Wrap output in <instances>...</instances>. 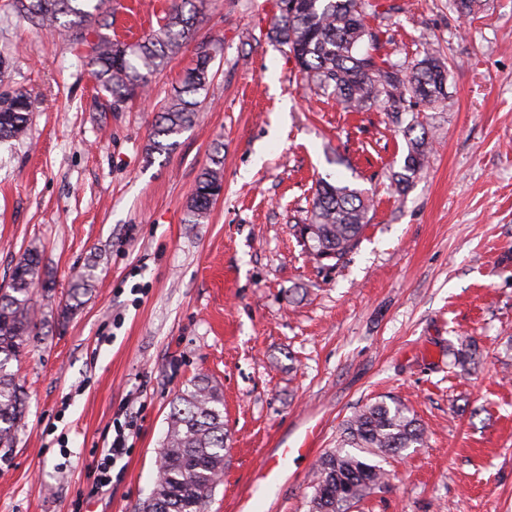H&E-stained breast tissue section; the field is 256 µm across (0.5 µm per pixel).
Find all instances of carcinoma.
Segmentation results:
<instances>
[{"label":"carcinoma","instance_id":"obj_1","mask_svg":"<svg viewBox=\"0 0 512 512\" xmlns=\"http://www.w3.org/2000/svg\"><path fill=\"white\" fill-rule=\"evenodd\" d=\"M107 4L108 0H12L14 11L37 30L53 31L66 42L81 44L89 30L98 31L97 41L90 46L89 64L114 112L145 95L169 59L193 45L191 67L163 104L145 148L149 159L155 153H169L195 123L201 97L211 83V64L221 51L215 39H196L205 0H173L158 30L136 42L102 33L111 26ZM372 10V0H279L269 38L288 48L304 79L331 91L344 107L378 106L404 125L407 153L396 174L399 188L404 189L424 170L432 145L413 107L434 109L446 102L448 68L431 47L406 68L380 58L376 54L379 34L366 25ZM31 112L27 94L1 93L0 141L22 138ZM417 128L421 133L415 136ZM222 189V161L216 158L199 176L188 204L189 223H203ZM371 202L364 189L321 178L307 223L292 228L311 255H328L331 267L337 268L357 249L369 222ZM94 270L88 265L76 276L69 300L60 309L62 320L81 305ZM43 275L40 251L31 247L15 265L9 288L0 290L1 461L13 447L26 413L25 393L11 361L35 335L32 288ZM423 438L417 419L398 403L381 400L363 406L347 420L336 448L318 465L311 512H349L368 491L385 483L386 474L374 458L416 448ZM225 455L224 399L217 385L199 375L172 402L155 488L137 512H206L212 490L224 473Z\"/></svg>","mask_w":512,"mask_h":512}]
</instances>
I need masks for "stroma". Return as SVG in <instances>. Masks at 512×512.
Returning <instances> with one entry per match:
<instances>
[{
    "label": "stroma",
    "mask_w": 512,
    "mask_h": 512,
    "mask_svg": "<svg viewBox=\"0 0 512 512\" xmlns=\"http://www.w3.org/2000/svg\"><path fill=\"white\" fill-rule=\"evenodd\" d=\"M172 0H112L134 42ZM379 53L423 45L448 64L429 162L406 192V143L379 107L345 110L304 85L268 31L277 0H206L197 36L222 41L196 123L146 157L192 49L148 97L102 113L88 45L34 31L0 0V91L30 96L27 135L0 144V288L38 247V326L15 363L28 408L0 462V512H134L156 483L175 396L197 375L224 395V474L207 512H241L274 448L293 455L253 512H308L319 461L359 407L395 399L423 446L382 460L385 485L349 512H512V0L467 17L450 0H374ZM224 189L187 223L201 171ZM373 192L358 248L324 269L295 236L315 182ZM95 281L66 322L73 277ZM477 347V364L454 366ZM137 434L96 489L124 412Z\"/></svg>",
    "instance_id": "35a3bbf8"
}]
</instances>
